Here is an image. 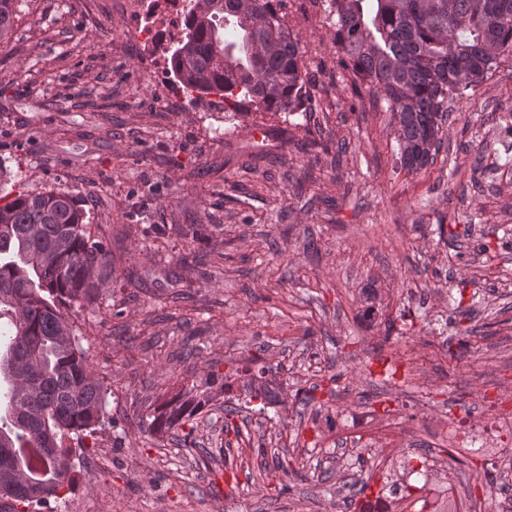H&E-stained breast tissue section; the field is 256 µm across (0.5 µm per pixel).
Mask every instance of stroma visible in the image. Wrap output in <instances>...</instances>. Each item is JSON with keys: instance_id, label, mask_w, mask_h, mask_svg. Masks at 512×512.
Masks as SVG:
<instances>
[{"instance_id": "1", "label": "stroma", "mask_w": 512, "mask_h": 512, "mask_svg": "<svg viewBox=\"0 0 512 512\" xmlns=\"http://www.w3.org/2000/svg\"><path fill=\"white\" fill-rule=\"evenodd\" d=\"M18 10L0 47V165L13 174L0 196L78 193L116 263L98 307L78 312L109 424L84 438L75 494L56 512H214L219 472L224 512H354L368 495L347 506L319 475L354 463L350 435L369 446L365 415L444 448L466 414L457 399L512 413L498 392L512 358L491 378L474 352L512 343V163L496 133L512 110V59L449 102L434 164L411 173L324 0L293 29L311 99L292 116L163 102L157 88L173 76L141 72L112 0ZM253 362L281 384L278 403L231 417L208 407L166 435L149 430L165 398ZM316 383L327 413L344 417L337 430L296 396ZM258 438L296 476L259 455ZM491 471L468 453L452 473L483 512L504 501Z\"/></svg>"}]
</instances>
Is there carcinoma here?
I'll return each instance as SVG.
<instances>
[{
	"label": "carcinoma",
	"mask_w": 512,
	"mask_h": 512,
	"mask_svg": "<svg viewBox=\"0 0 512 512\" xmlns=\"http://www.w3.org/2000/svg\"><path fill=\"white\" fill-rule=\"evenodd\" d=\"M167 65L187 95L214 94L224 110L245 105L305 111L309 77L280 0H191ZM336 44L354 73L388 103L402 168L435 161L448 100L483 83L512 57V0H328ZM16 0H0V45ZM84 201L70 191L23 193L0 205V512H53L75 492L66 458L84 450L106 414L105 389L82 348L75 309L97 302L115 271L93 236ZM211 372L154 409L165 434L232 388ZM249 394L267 404L264 374ZM77 440V447L66 441Z\"/></svg>",
	"instance_id": "cac0c4a2"
}]
</instances>
